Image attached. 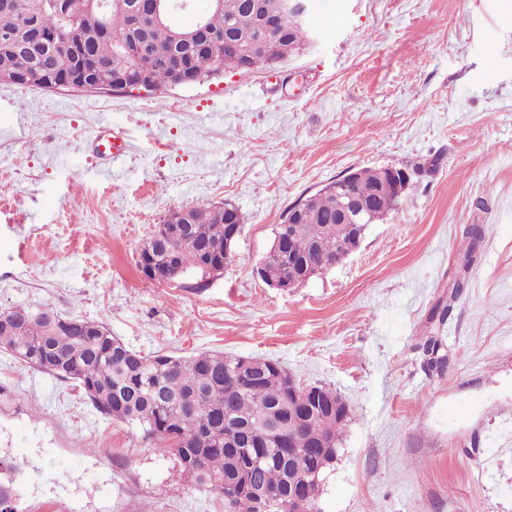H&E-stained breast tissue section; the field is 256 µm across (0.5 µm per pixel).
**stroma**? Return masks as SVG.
<instances>
[{"label": "stroma", "mask_w": 512, "mask_h": 512, "mask_svg": "<svg viewBox=\"0 0 512 512\" xmlns=\"http://www.w3.org/2000/svg\"><path fill=\"white\" fill-rule=\"evenodd\" d=\"M307 22L317 43L274 71L129 93L0 81V308L38 301L146 354L268 358L335 390L349 419L320 512H512V0H310ZM112 125L127 150L110 166L90 140ZM381 167L414 175L346 259L285 291L256 276L296 200ZM224 203L246 223L223 272L141 276L172 210ZM0 456L24 463L18 512H225L2 350Z\"/></svg>", "instance_id": "35a3bbf8"}]
</instances>
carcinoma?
Returning a JSON list of instances; mask_svg holds the SVG:
<instances>
[{"label": "carcinoma", "mask_w": 512, "mask_h": 512, "mask_svg": "<svg viewBox=\"0 0 512 512\" xmlns=\"http://www.w3.org/2000/svg\"><path fill=\"white\" fill-rule=\"evenodd\" d=\"M60 12L45 0L34 9L28 0H11L4 11L0 0V30L14 32L11 43L0 42V76L6 82L26 86L29 73L48 72L59 89L78 84L69 67L72 46L78 37L74 28L80 11ZM138 0H123L104 16L101 29L92 33V62L127 67L129 61L116 54L118 47L145 37L140 57L149 71V83L136 79L110 90L148 91L175 85L174 69L182 62L190 65V83H205L224 75V70L251 72L274 68L307 48L310 30L288 12L278 0H224V7H210L207 32L191 43H178L172 27L159 23L143 33L136 27L132 7ZM275 14V26L267 32L268 50L248 55L243 40L259 23L261 12ZM397 179L376 168L358 171L350 193L368 202L379 217L398 210L404 194L396 191ZM338 202L332 194H315L299 224H288V215L274 233L288 234L298 257L318 265L336 258L350 242L348 226L336 223ZM243 213L225 206L198 207L194 222L183 228L178 238L151 236L142 249H151L160 271L173 273L199 268L208 261L219 271L233 261L224 256V230L228 224H245ZM479 224L468 226L459 245V254L472 257L482 239ZM264 269L269 275L289 273L288 259L268 252ZM13 328L0 335V349L10 352L27 366L61 382L73 383L84 399L106 419L118 420L155 441L161 450L174 456L182 471L200 487L224 494V482L239 487L225 501L230 512H255L249 489H266L280 495L271 512H288L283 498L288 488L286 448L304 447L303 434L293 430L288 414L306 409L311 402L290 386L288 370L273 371L260 362L247 363L244 357L222 351H202L189 358L156 353L145 355L116 344L108 328L78 317L64 316L50 305L30 302L0 308V316ZM325 408L318 414L316 430L341 444L344 424L328 405L338 399L335 391L320 388ZM265 457L260 468L251 467V457ZM331 459H319L299 478L311 488ZM0 512H17L11 482L0 480Z\"/></svg>", "instance_id": "carcinoma-1"}]
</instances>
